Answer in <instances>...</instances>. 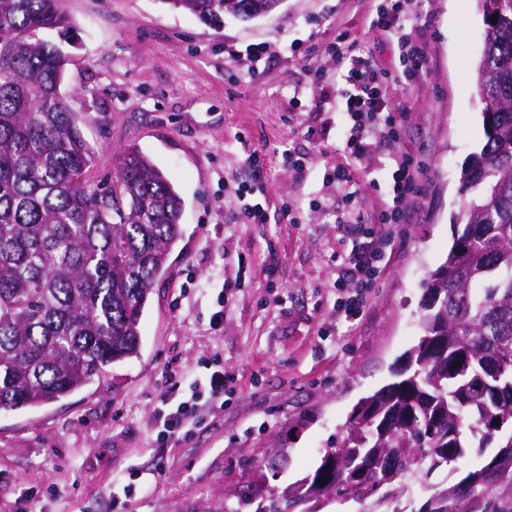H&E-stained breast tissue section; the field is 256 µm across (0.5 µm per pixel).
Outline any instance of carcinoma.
<instances>
[{
    "mask_svg": "<svg viewBox=\"0 0 512 512\" xmlns=\"http://www.w3.org/2000/svg\"><path fill=\"white\" fill-rule=\"evenodd\" d=\"M267 2L172 0L210 25ZM477 4L495 19L475 70L483 140L460 169L469 200L448 256L424 282L422 335L406 370L362 398L292 483L288 512H402L417 489L445 512H512V0ZM68 28L55 0H0L1 411L63 399L138 356L182 235L181 197L138 149L112 180L83 178L92 154L59 94L69 59L45 37ZM473 452L480 466L431 482Z\"/></svg>",
    "mask_w": 512,
    "mask_h": 512,
    "instance_id": "cac0c4a2",
    "label": "carcinoma"
}]
</instances>
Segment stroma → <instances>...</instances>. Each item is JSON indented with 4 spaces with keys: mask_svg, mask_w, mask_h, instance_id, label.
<instances>
[{
    "mask_svg": "<svg viewBox=\"0 0 512 512\" xmlns=\"http://www.w3.org/2000/svg\"><path fill=\"white\" fill-rule=\"evenodd\" d=\"M373 6L283 0L211 26L169 0H58L74 23L60 41L70 57L60 94L93 151L89 181L113 178L121 152L138 147L182 198V236L154 282L139 357L64 399L0 411V512H21L29 491L32 512H254L393 381L419 334L422 282L468 200L458 176L483 139L474 71L485 24L476 0L406 2L429 62L388 89L406 106L403 137L377 138L352 173L367 223L384 205L370 181L393 159L421 156L426 190L363 315L342 323L331 291L353 229L336 219L328 177L345 162L335 46L345 35L366 61L399 68L396 46L368 27ZM288 152L304 165H288ZM258 180L268 218L245 224L233 192ZM285 203L300 223L282 216ZM214 363L234 377L231 399L200 403L187 438L157 442L163 395L188 393ZM128 479L135 491L115 500Z\"/></svg>",
    "mask_w": 512,
    "mask_h": 512,
    "instance_id": "1",
    "label": "stroma"
}]
</instances>
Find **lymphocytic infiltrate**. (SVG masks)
<instances>
[{
	"label": "lymphocytic infiltrate",
	"instance_id": "f902f5d3",
	"mask_svg": "<svg viewBox=\"0 0 512 512\" xmlns=\"http://www.w3.org/2000/svg\"><path fill=\"white\" fill-rule=\"evenodd\" d=\"M412 20L405 11V0H379L369 26L390 34L397 42L402 70L399 81L412 84L428 61L425 46L412 43L407 27ZM336 63L341 71L344 89L341 93L346 115L344 150L348 164L337 166L332 179L339 187L341 201L349 209H356L360 193L353 187L354 179L349 163L367 153L375 132L391 139L400 138L406 107L390 101L387 91L392 79L387 72L366 64L353 47H337ZM424 193L423 164L412 154L406 155L390 167L386 183L385 207L379 223L388 227L386 234H378L367 225H360L356 237L343 257V272L334 283L338 318H358L376 286L379 269L394 238V230L407 220L412 205ZM198 392L178 400L164 399L158 414L157 437L161 440L187 436V422L197 410Z\"/></svg>",
	"mask_w": 512,
	"mask_h": 512
}]
</instances>
